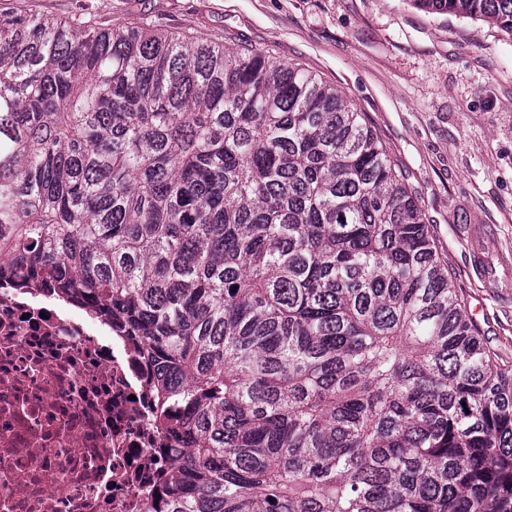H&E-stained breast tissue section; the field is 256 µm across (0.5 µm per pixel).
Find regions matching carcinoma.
<instances>
[{
    "instance_id": "cac0c4a2",
    "label": "carcinoma",
    "mask_w": 512,
    "mask_h": 512,
    "mask_svg": "<svg viewBox=\"0 0 512 512\" xmlns=\"http://www.w3.org/2000/svg\"><path fill=\"white\" fill-rule=\"evenodd\" d=\"M495 21L512 0H413ZM135 341L149 512H512V367L362 113L257 49L0 12V283Z\"/></svg>"
}]
</instances>
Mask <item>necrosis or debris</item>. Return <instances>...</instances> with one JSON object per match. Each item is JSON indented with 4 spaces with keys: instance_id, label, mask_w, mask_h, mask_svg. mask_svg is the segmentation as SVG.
<instances>
[{
    "instance_id": "necrosis-or-debris-1",
    "label": "necrosis or debris",
    "mask_w": 512,
    "mask_h": 512,
    "mask_svg": "<svg viewBox=\"0 0 512 512\" xmlns=\"http://www.w3.org/2000/svg\"><path fill=\"white\" fill-rule=\"evenodd\" d=\"M89 309L0 289V512H147L160 455L149 370Z\"/></svg>"
}]
</instances>
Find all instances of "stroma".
Segmentation results:
<instances>
[{
	"label": "stroma",
	"mask_w": 512,
	"mask_h": 512,
	"mask_svg": "<svg viewBox=\"0 0 512 512\" xmlns=\"http://www.w3.org/2000/svg\"><path fill=\"white\" fill-rule=\"evenodd\" d=\"M27 15L86 17L270 52L361 112L425 213L466 313L512 363V287L469 263L463 225L512 253V35L413 0H0Z\"/></svg>",
	"instance_id": "1"
}]
</instances>
